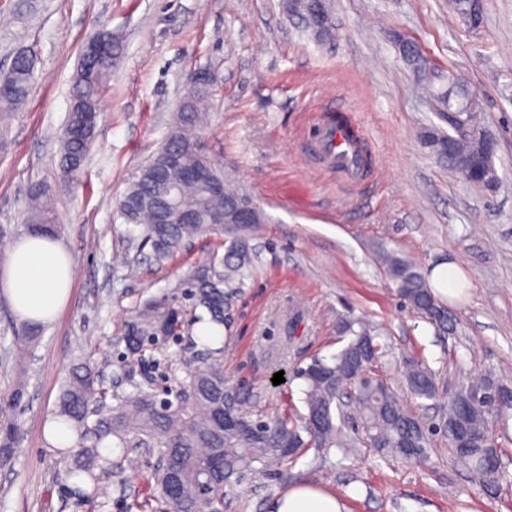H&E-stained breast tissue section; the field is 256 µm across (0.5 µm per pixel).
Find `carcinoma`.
Masks as SVG:
<instances>
[{
  "label": "carcinoma",
  "mask_w": 512,
  "mask_h": 512,
  "mask_svg": "<svg viewBox=\"0 0 512 512\" xmlns=\"http://www.w3.org/2000/svg\"><path fill=\"white\" fill-rule=\"evenodd\" d=\"M282 9L301 22L304 32L318 40L335 37L333 23L319 27L306 20L303 0H282ZM402 60L430 92L433 111L453 112L456 122L468 133L456 136L452 150L448 137L439 128L424 132V144L475 188L492 190L498 174L481 167L483 133L478 121V104L463 81L453 74L443 80L430 66L419 48L405 41L398 46ZM36 56L20 50L12 69L0 75L9 92H0V138L5 137L3 122L26 103L35 77ZM112 65L87 69L79 60L71 96L101 105ZM212 90L189 93L173 115L169 133L155 154L139 170L117 204V216L130 225L128 244L141 255L150 248V260L162 267L179 256L196 238L215 237V248L208 261L194 266L176 284V293L151 296L131 311L120 341L127 367L125 381L130 390L118 391L105 377L106 364L81 360L66 374L52 418L70 424L75 445L60 452L74 492L84 501L97 496L99 483L121 469L122 457L132 451L154 459L143 480V489L125 502V512H152V503L164 502L171 512H224L225 488L241 481L254 464L277 465L311 448L320 452L341 448L348 453L356 440L344 433L347 409L355 406L356 423L361 426V442L387 456L427 458L432 437L440 434L453 460L465 467L484 489L493 493L508 474L501 466L499 450L488 421V410L497 413L509 408L512 399H497L502 386L489 379L461 387L448 410L438 421L425 423L382 381L370 376V368L382 357L385 347L363 324L345 322L351 334L348 343L330 360L314 358L298 369L304 383L303 416L281 414L271 419L253 417L246 409L248 394L224 377L223 348L198 345L195 367L163 399L158 380L152 375L157 364L153 353L167 348L170 339L180 337L185 327L208 321L223 326L224 314L244 281L253 272V248L241 234L240 224L212 223V202L200 185L184 183L180 170L201 164L213 166L224 187V206L229 208L247 193L226 178L213 165L201 139L205 111ZM99 115L68 113L60 139L59 167L66 177L77 175L96 137ZM170 151L178 153V166L168 171L178 208L195 211V224H158L149 199L152 165L164 161ZM26 228L58 236L53 195L42 185L29 192ZM224 252H219V249ZM387 271L399 295L418 316L437 330H448V312L432 294L425 275L411 262L389 255ZM203 308L208 318L196 314ZM42 335V327L20 322L13 327L12 346L19 365ZM404 380L414 400H434L439 393L436 374L422 361H403ZM22 432L19 424L0 427V466H9L15 457ZM120 449L112 459L102 454L105 443Z\"/></svg>",
  "instance_id": "obj_1"
}]
</instances>
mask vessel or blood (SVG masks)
Returning a JSON list of instances; mask_svg holds the SVG:
<instances>
[{"mask_svg":"<svg viewBox=\"0 0 512 512\" xmlns=\"http://www.w3.org/2000/svg\"><path fill=\"white\" fill-rule=\"evenodd\" d=\"M315 150L351 181H360L369 172L367 141L349 115L336 116L319 127Z\"/></svg>","mask_w":512,"mask_h":512,"instance_id":"vessel-or-blood-1","label":"vessel or blood"}]
</instances>
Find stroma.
Returning <instances> with one entry per match:
<instances>
[{
	"label": "stroma",
	"instance_id": "35a3bbf8",
	"mask_svg": "<svg viewBox=\"0 0 512 512\" xmlns=\"http://www.w3.org/2000/svg\"><path fill=\"white\" fill-rule=\"evenodd\" d=\"M333 19L337 36L325 43L303 35L281 0H0V71L22 48L38 59L29 101L11 116L0 149V225L8 229L0 260L25 233L30 187L45 183L73 265L68 301L45 324L23 377L9 331L16 316L0 292V421L23 433L13 464L0 467V512H122L121 496L142 488L146 458L132 453L105 493L79 502L64 491V465L45 428L74 360L119 358L129 308L171 292L209 257L204 239L161 268L114 260L127 230L115 206L161 146L198 66L216 76L204 129L209 155L262 213L248 231L254 272L224 328V375L248 386L249 410L305 413L295 372L345 346L343 324L352 318L387 343L372 374L401 399L409 397L410 354L436 372L441 406L469 380L512 386V0H485L476 31L459 23L448 0H334ZM103 26L124 51L82 171L67 181L59 137L79 48ZM401 38L474 94L496 141L495 190L471 189L423 144L439 120L398 59ZM341 106L370 141L371 175L357 184L308 147L315 123ZM386 252L426 274L444 261L461 267L466 289L446 305L447 331L404 305L380 262ZM278 372L285 381L276 385ZM20 378L25 396L16 407ZM297 482L335 493L347 512H512V477L487 493L438 436L422 463L385 461L362 445L306 452L283 475L249 474L228 492L224 512H270Z\"/></svg>",
	"mask_w": 512,
	"mask_h": 512
}]
</instances>
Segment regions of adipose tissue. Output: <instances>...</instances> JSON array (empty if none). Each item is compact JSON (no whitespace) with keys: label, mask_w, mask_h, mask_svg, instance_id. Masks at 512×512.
<instances>
[{"label":"adipose tissue","mask_w":512,"mask_h":512,"mask_svg":"<svg viewBox=\"0 0 512 512\" xmlns=\"http://www.w3.org/2000/svg\"><path fill=\"white\" fill-rule=\"evenodd\" d=\"M72 277L65 250L49 236H22L8 246L0 261V290L26 322L51 321L68 297ZM271 512H345V508L335 494L299 483L274 499Z\"/></svg>","instance_id":"1"}]
</instances>
